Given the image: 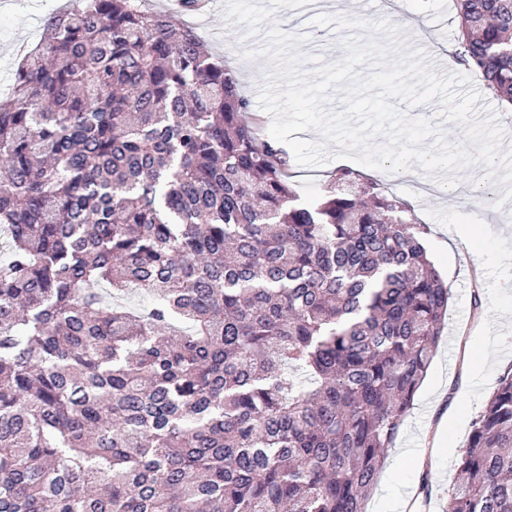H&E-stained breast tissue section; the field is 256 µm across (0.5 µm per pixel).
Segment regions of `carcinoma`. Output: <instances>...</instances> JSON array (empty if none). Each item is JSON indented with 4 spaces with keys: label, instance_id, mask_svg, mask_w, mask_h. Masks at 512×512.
Segmentation results:
<instances>
[{
    "label": "carcinoma",
    "instance_id": "obj_1",
    "mask_svg": "<svg viewBox=\"0 0 512 512\" xmlns=\"http://www.w3.org/2000/svg\"><path fill=\"white\" fill-rule=\"evenodd\" d=\"M147 0H70L0 106V512H366L451 288L361 172L315 202ZM512 105V0H453ZM153 297L134 310L113 299ZM446 512H512V373Z\"/></svg>",
    "mask_w": 512,
    "mask_h": 512
}]
</instances>
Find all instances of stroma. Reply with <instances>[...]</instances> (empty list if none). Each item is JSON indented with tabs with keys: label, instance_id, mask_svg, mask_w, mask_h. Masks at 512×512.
I'll list each match as a JSON object with an SVG mask.
<instances>
[{
	"label": "stroma",
	"instance_id": "stroma-1",
	"mask_svg": "<svg viewBox=\"0 0 512 512\" xmlns=\"http://www.w3.org/2000/svg\"><path fill=\"white\" fill-rule=\"evenodd\" d=\"M157 9L169 11L171 18L195 29L214 57L237 77L248 99L254 100L264 83L265 59L250 60L246 53L265 40L264 34L247 35L245 26L228 25L224 0H208L203 11L185 14L172 9L170 0H153ZM68 0H0V98L14 82L17 56L14 47L24 42H40L46 18ZM336 0H311L304 9H280L274 20L291 34L309 33L302 51L320 55L324 62L344 55L341 34L332 28H318L309 20L318 13L339 14ZM352 16L370 21L384 19L400 27L406 46L431 52V44L418 37L419 27L433 31L434 42L446 53L456 49L457 22L449 0H410L409 11L381 9L376 0H357ZM342 159H332L317 168L293 165L292 184L302 200L318 198ZM485 165L472 166L462 173L453 199L441 200L416 191L411 179L398 180L396 174L367 169L368 177L389 188L412 204L418 219L428 224L424 244L431 260L448 281L452 298L443 336L435 349L428 373L418 390L414 405L400 428L371 495L367 512H392L401 498L416 492L421 480H428L422 512H443L448 490L456 480L455 462L467 444L472 418L483 408L503 371L512 368V252L505 242L512 239V221L498 199L504 189L495 186L490 195H481ZM484 278L481 308L473 306L475 275ZM448 422V436L440 452L418 468L402 461L401 453L419 440L433 436L440 420Z\"/></svg>",
	"mask_w": 512,
	"mask_h": 512
}]
</instances>
